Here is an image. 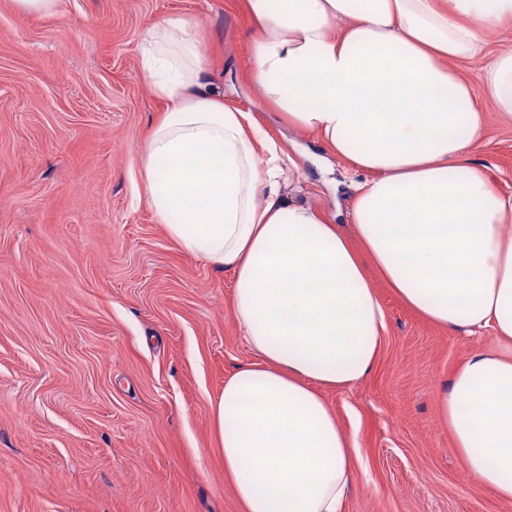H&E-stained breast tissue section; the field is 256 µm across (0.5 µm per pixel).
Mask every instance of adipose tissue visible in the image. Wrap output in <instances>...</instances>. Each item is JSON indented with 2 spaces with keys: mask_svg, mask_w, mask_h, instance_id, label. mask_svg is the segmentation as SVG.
<instances>
[{
  "mask_svg": "<svg viewBox=\"0 0 512 512\" xmlns=\"http://www.w3.org/2000/svg\"><path fill=\"white\" fill-rule=\"evenodd\" d=\"M260 102L319 134L363 179L351 233L284 199L290 158L225 107L200 35L153 23L140 63L165 110L138 178L183 251L235 276L233 312L257 362L224 381L213 421L242 512H342L361 450L325 402L373 368L386 318L367 265L451 332L491 330L437 408L476 488L512 504V194L469 158L485 116L454 64L479 61L512 119V48L486 56L512 0H245Z\"/></svg>",
  "mask_w": 512,
  "mask_h": 512,
  "instance_id": "obj_1",
  "label": "adipose tissue"
}]
</instances>
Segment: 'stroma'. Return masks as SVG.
Returning <instances> with one entry per match:
<instances>
[{"label":"stroma","instance_id":"35a3bbf8","mask_svg":"<svg viewBox=\"0 0 512 512\" xmlns=\"http://www.w3.org/2000/svg\"><path fill=\"white\" fill-rule=\"evenodd\" d=\"M170 16L200 32L225 106L292 158L294 199L348 222L350 164L258 105L244 0H59L48 16L0 0V512H241L210 409L256 359L234 275L185 253L136 197L165 109L139 44ZM455 69L487 114L470 157L512 192V120L480 63ZM369 278L388 325L375 366L323 393L363 448L343 512H505L472 485L436 407L492 333L436 327Z\"/></svg>","mask_w":512,"mask_h":512}]
</instances>
